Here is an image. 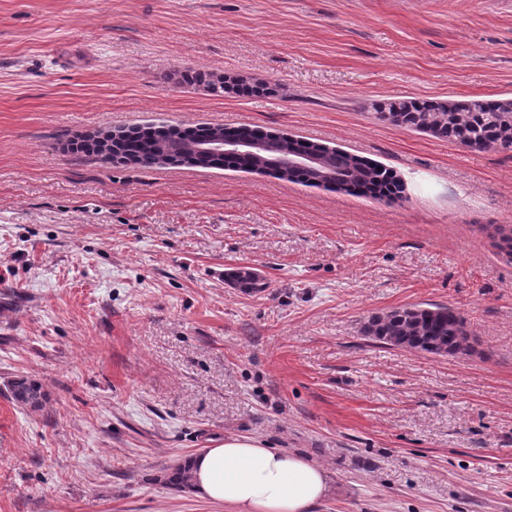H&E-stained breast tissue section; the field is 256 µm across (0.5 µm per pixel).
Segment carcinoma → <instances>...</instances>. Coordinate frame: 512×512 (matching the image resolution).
Wrapping results in <instances>:
<instances>
[{
	"instance_id": "obj_1",
	"label": "carcinoma",
	"mask_w": 512,
	"mask_h": 512,
	"mask_svg": "<svg viewBox=\"0 0 512 512\" xmlns=\"http://www.w3.org/2000/svg\"><path fill=\"white\" fill-rule=\"evenodd\" d=\"M189 83H200L216 95L228 90L225 79L211 73L195 71L186 75ZM378 117L393 125L416 132L425 133L438 139L472 149H485L497 146L504 150L512 149V98L497 100L469 99L419 101H377L373 104ZM247 137L255 139L278 138L279 149L292 152L310 149L318 143L304 139H290L267 131L261 127L222 125H202L191 131H182L177 126L147 127L131 130L118 137L110 135L105 142L87 140L92 153L104 152L122 159H135L143 165L184 164L199 168H239L258 170L263 164L254 159L237 155L220 158L202 157L197 153L199 143L207 138ZM328 165L336 173V178L325 182L321 177L306 170H290L274 176L300 182L315 187H325L344 191L354 196L384 199L386 195L378 191L382 184H389L394 192L391 197L400 196L403 184L389 168L364 159L344 150L334 149L329 153ZM233 285L244 292L263 288L258 276L244 274L238 268L230 273ZM362 334L370 342L392 349L421 352L436 357H455L471 351V333L466 318L455 309L443 304H416L396 308L385 313L375 314L362 326ZM12 399L24 406L37 408L42 405L45 395L38 384L26 379H18L11 384ZM167 482L176 488L190 485V471L180 463L172 468Z\"/></svg>"
}]
</instances>
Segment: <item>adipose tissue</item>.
Wrapping results in <instances>:
<instances>
[{"label":"adipose tissue","instance_id":"adipose-tissue-1","mask_svg":"<svg viewBox=\"0 0 512 512\" xmlns=\"http://www.w3.org/2000/svg\"><path fill=\"white\" fill-rule=\"evenodd\" d=\"M189 467L195 493L234 512H310L329 486L323 466L246 436H225Z\"/></svg>","mask_w":512,"mask_h":512}]
</instances>
